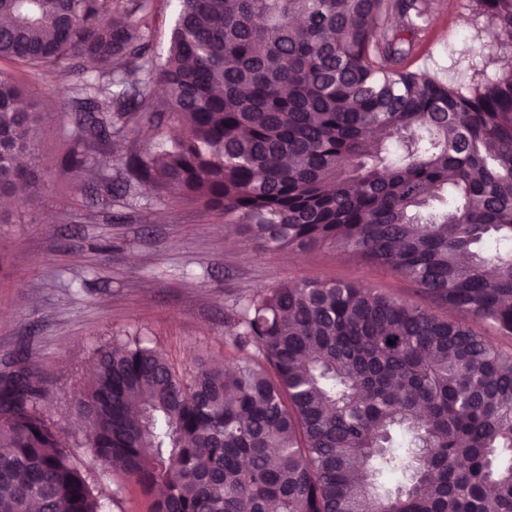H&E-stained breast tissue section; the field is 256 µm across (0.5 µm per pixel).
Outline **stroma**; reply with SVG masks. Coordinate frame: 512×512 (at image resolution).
Wrapping results in <instances>:
<instances>
[{
	"label": "stroma",
	"instance_id": "obj_1",
	"mask_svg": "<svg viewBox=\"0 0 512 512\" xmlns=\"http://www.w3.org/2000/svg\"><path fill=\"white\" fill-rule=\"evenodd\" d=\"M432 22L409 57L411 68L443 72L469 87L495 77L512 55L477 0H431ZM37 100V176L21 204L0 206V376L26 352L49 383L45 409L69 445L90 457L68 403L88 376L91 354L111 334L138 332L177 368L223 363L232 354L225 311L241 296L296 280L369 283L401 297L411 282L329 249L270 253L176 190L140 188L127 203L105 205L73 183L63 158L78 132L71 89L92 71L39 69L0 59ZM123 213L124 222L111 220Z\"/></svg>",
	"mask_w": 512,
	"mask_h": 512
}]
</instances>
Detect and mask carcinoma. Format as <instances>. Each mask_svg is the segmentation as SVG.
<instances>
[{
    "label": "carcinoma",
    "mask_w": 512,
    "mask_h": 512,
    "mask_svg": "<svg viewBox=\"0 0 512 512\" xmlns=\"http://www.w3.org/2000/svg\"><path fill=\"white\" fill-rule=\"evenodd\" d=\"M480 2L512 40V0ZM431 19L430 0H175L157 64L151 0H0V59L100 67L73 88L75 182L88 149L121 139L112 113L146 117L153 140L113 156L101 198L174 183L264 250L332 248L418 295L255 291L224 313L232 369L180 373L112 337L71 392L88 464L18 358L0 512H108L124 486L108 503L94 474L133 482L149 512H512V68L463 92L407 67ZM37 121L1 75L0 196L35 177L18 159Z\"/></svg>",
    "instance_id": "cac0c4a2"
}]
</instances>
